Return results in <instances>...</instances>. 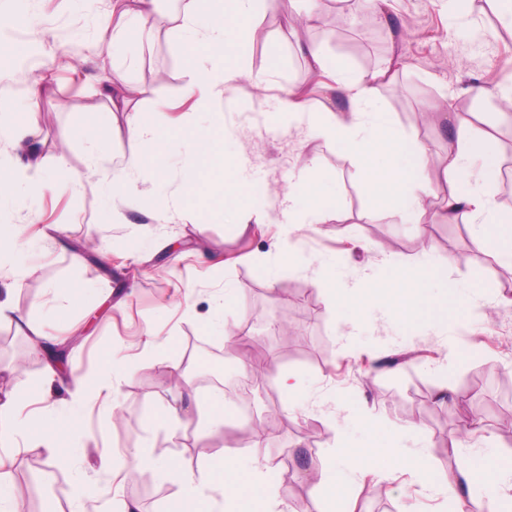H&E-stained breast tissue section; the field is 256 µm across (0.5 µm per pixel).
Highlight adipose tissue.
I'll list each match as a JSON object with an SVG mask.
<instances>
[{"instance_id":"adipose-tissue-1","label":"adipose tissue","mask_w":512,"mask_h":512,"mask_svg":"<svg viewBox=\"0 0 512 512\" xmlns=\"http://www.w3.org/2000/svg\"><path fill=\"white\" fill-rule=\"evenodd\" d=\"M157 2L129 0L113 28V41L122 43L146 37L148 31L142 19L155 12ZM280 2L213 0L216 19L206 26L201 22L198 0H186L178 36L180 45L202 50L201 56L190 59L196 80L186 90L197 105L213 106L239 84L244 71L235 63L234 56L237 48L254 36L251 19L259 12L278 7ZM296 49L312 68L333 76L337 90L350 104L344 112L310 113L313 134L336 142L347 157L358 161L364 187L379 205L419 224L429 201L438 200L444 219L478 224L479 239L488 253L497 261L512 264V214L498 212L483 189L500 168L493 135L467 122H458L456 139L439 163L442 186L434 188L425 146L404 134L374 105V88L384 78V71L354 73L343 58L326 56L320 44L309 40L297 41ZM128 133L137 147L114 170L112 181L116 188L136 194L140 188L128 175L153 158L157 137L152 130L134 122L129 123ZM319 170V163H312L308 179L289 181L284 196L288 209H295L301 199L311 212L338 206L340 192L322 190ZM387 268L385 277L335 289V307L341 321L360 322L370 308L378 307L394 310L403 324L422 322L442 329L448 320V297L435 293L434 275L416 263L391 262ZM22 399V394L15 393L0 400V512H22L6 471L12 450L19 443L44 445L53 464L77 454L72 438L83 419L80 400L62 407L53 400L51 391H42L45 416L32 419L19 415ZM348 420L362 432L369 453L347 455L344 469L410 470L425 481L433 480L430 458L419 451L400 454L393 429L365 421L357 413L349 415ZM174 476L180 495L171 512H278L284 499L278 490L267 489L266 472L260 460H253L248 467L241 466L238 453L229 446L216 464L197 471L179 467ZM502 480V472L492 467L474 474L465 460L446 474L439 491L454 502L455 512H465L472 502L478 503L479 512H503ZM216 483L224 490L218 501L204 494L205 488Z\"/></svg>"}]
</instances>
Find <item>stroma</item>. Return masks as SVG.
Instances as JSON below:
<instances>
[{"mask_svg":"<svg viewBox=\"0 0 512 512\" xmlns=\"http://www.w3.org/2000/svg\"><path fill=\"white\" fill-rule=\"evenodd\" d=\"M357 3L318 0L320 24L297 36L288 0L259 14V35L239 55L248 77L231 91L232 106L215 113L196 110L184 95L190 74L174 38L179 12L157 9L145 21L147 38L120 44L112 40L106 0H0L6 40L24 50L14 65L0 67V165L17 170L36 161L51 184L36 198L22 183L6 190L0 225H19L33 248L0 269V299L9 298L31 327L59 336L64 363L51 371L42 353L32 350L29 329H17L13 317L0 319V365L6 368L0 395L26 393L20 412L30 417L39 415L35 391L47 383L54 399L67 402L77 393L86 403L85 427L76 435L86 446L82 458L60 462L48 475L43 446L26 443L14 454L9 476L23 512H78L86 480L100 490L97 512H168L179 496L175 481L154 468L103 469L102 452L120 457L126 449L146 448L158 462L176 458L196 468L226 444L267 465L274 453L286 455L282 485L291 504L298 512H326L315 484L334 460L337 408L346 403L382 425L398 426L400 448L426 452L436 477L456 467L460 451L483 448V440L467 431L474 418L495 437L499 467L512 468V402L497 397L503 380L512 381V267L489 256L470 225L445 222L434 210L425 223L412 224L373 205L355 162L310 132L307 113L336 112L347 103L331 90V77L312 70L295 47L300 38L321 43L356 72L391 68L375 99L433 157L456 137L440 111L487 123L501 157L489 191L506 212L512 210V121L499 112L503 92L512 90V27L501 20L495 0H469L459 18L448 0H389L387 21L372 19L368 31L358 32ZM70 51L80 58L75 77L58 64ZM160 70L168 73L166 83L155 80ZM117 71L128 90V112L113 111L101 90ZM34 77L41 90L32 105L26 90ZM290 89L299 90L306 114L284 108ZM19 115L36 132V157L9 133ZM132 120L168 132L156 162L131 175L162 197L158 209L145 208L129 193L106 198L110 170L92 163L96 154L116 160L130 154ZM97 124L111 128L110 139H97ZM219 125L227 161L246 177L234 202L254 218L245 231L207 201L183 198L182 171L193 161L183 131ZM314 157L339 181L342 204L322 223L307 219L293 228L281 201L289 177L305 174ZM84 238L99 246L72 265L69 254ZM287 244L313 266L277 267L278 251ZM390 259L420 262L455 288L445 331L408 329L394 313L380 310L344 328L330 294L315 283L326 262L350 283L383 273ZM70 284L76 293L67 292ZM228 285L235 292L226 305ZM219 305L221 334L210 325ZM286 313L300 316L303 342L292 350L269 327ZM192 338L220 350L235 345L233 371L263 363L274 390L278 369L297 371L301 390L269 403L253 388V418L233 406L223 427L202 435L196 405L180 398L170 368L183 363L186 380L206 394L201 360L185 358ZM109 356L122 369L119 378L106 370ZM171 407L177 419L166 417ZM350 479L356 512H452L437 486L414 474L378 479L356 472Z\"/></svg>","mask_w":512,"mask_h":512,"instance_id":"1","label":"stroma"}]
</instances>
